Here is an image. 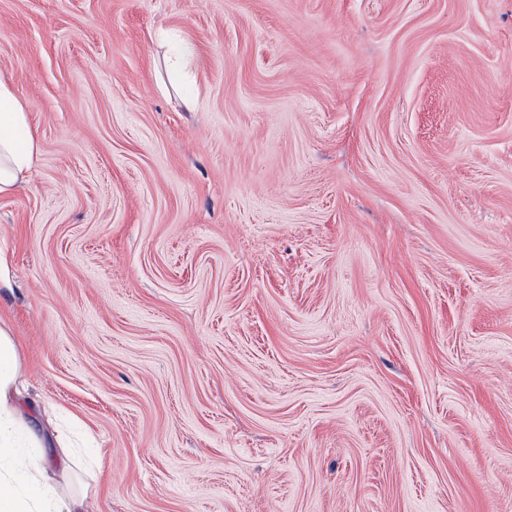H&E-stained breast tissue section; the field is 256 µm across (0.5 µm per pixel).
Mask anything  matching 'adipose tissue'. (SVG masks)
Returning <instances> with one entry per match:
<instances>
[{
  "label": "adipose tissue",
  "mask_w": 512,
  "mask_h": 512,
  "mask_svg": "<svg viewBox=\"0 0 512 512\" xmlns=\"http://www.w3.org/2000/svg\"><path fill=\"white\" fill-rule=\"evenodd\" d=\"M39 150L28 113L13 87L0 79V195L28 181ZM17 342L0 327V512H85V497L60 493L54 478L68 474L73 454L39 428L23 410L16 387ZM34 449L25 479H18L16 451Z\"/></svg>",
  "instance_id": "1"
}]
</instances>
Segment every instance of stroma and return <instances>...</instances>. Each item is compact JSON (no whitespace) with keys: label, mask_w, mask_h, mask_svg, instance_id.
Returning <instances> with one entry per match:
<instances>
[{"label":"stroma","mask_w":512,"mask_h":512,"mask_svg":"<svg viewBox=\"0 0 512 512\" xmlns=\"http://www.w3.org/2000/svg\"><path fill=\"white\" fill-rule=\"evenodd\" d=\"M0 77V324L86 512H512V0H0ZM38 156L26 107L11 84L0 79V195L28 181Z\"/></svg>","instance_id":"1"}]
</instances>
